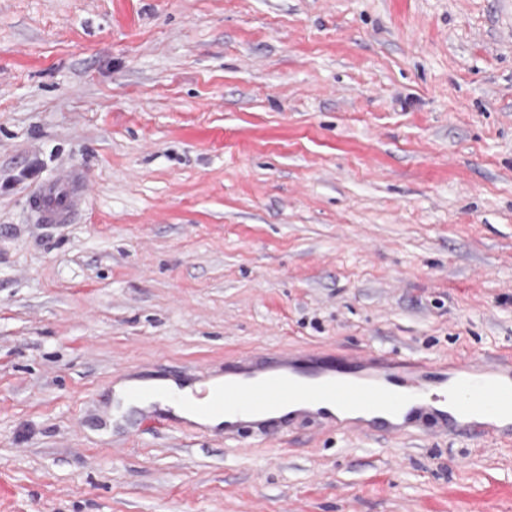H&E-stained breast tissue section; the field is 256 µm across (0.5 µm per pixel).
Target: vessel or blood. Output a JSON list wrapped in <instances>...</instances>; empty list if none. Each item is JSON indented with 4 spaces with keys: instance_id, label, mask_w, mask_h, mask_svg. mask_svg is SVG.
I'll use <instances>...</instances> for the list:
<instances>
[{
    "instance_id": "1",
    "label": "vessel or blood",
    "mask_w": 512,
    "mask_h": 512,
    "mask_svg": "<svg viewBox=\"0 0 512 512\" xmlns=\"http://www.w3.org/2000/svg\"><path fill=\"white\" fill-rule=\"evenodd\" d=\"M68 181L47 184L36 208L50 222L75 205ZM240 378L215 390L210 406L224 412L228 441H279L282 420L268 413L294 403L318 429L391 438L409 429L455 432L481 442L512 441V355L470 361L401 358L388 352L323 359L289 350L252 349L240 355Z\"/></svg>"
}]
</instances>
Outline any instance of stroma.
Segmentation results:
<instances>
[{
  "label": "stroma",
  "instance_id": "stroma-1",
  "mask_svg": "<svg viewBox=\"0 0 512 512\" xmlns=\"http://www.w3.org/2000/svg\"><path fill=\"white\" fill-rule=\"evenodd\" d=\"M259 346L512 352V0H0V512H512V442L99 435ZM66 177L47 184L36 199V208L48 222H57L68 216L75 205L74 196L67 194Z\"/></svg>",
  "mask_w": 512,
  "mask_h": 512
}]
</instances>
